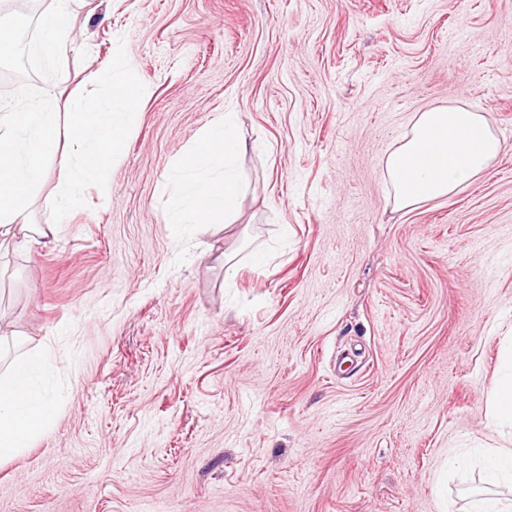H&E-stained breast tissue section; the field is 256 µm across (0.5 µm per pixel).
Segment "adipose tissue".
<instances>
[{"mask_svg": "<svg viewBox=\"0 0 512 512\" xmlns=\"http://www.w3.org/2000/svg\"><path fill=\"white\" fill-rule=\"evenodd\" d=\"M72 11L69 0L41 20V47L52 59L64 52ZM57 89L48 86L19 110L0 103V248L30 249L57 238V224H31L29 204L41 196L43 162L57 151V115L51 110ZM141 96L135 84L119 81L109 100L78 101L72 106L74 134L58 169L61 195L56 208L74 205L89 184L107 185L111 160L120 154L124 135ZM203 146L177 168L179 189L169 220L206 224L231 218L243 191L235 159L239 141L233 113L207 129ZM501 152V143L483 113L454 103L417 115L409 131L385 161L394 209H408L470 186ZM47 365L42 354L14 359L0 372V459L29 447L51 424L55 407L39 379Z\"/></svg>", "mask_w": 512, "mask_h": 512, "instance_id": "1", "label": "adipose tissue"}]
</instances>
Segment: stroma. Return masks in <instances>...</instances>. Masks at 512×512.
<instances>
[{
  "instance_id": "35a3bbf8",
  "label": "stroma",
  "mask_w": 512,
  "mask_h": 512,
  "mask_svg": "<svg viewBox=\"0 0 512 512\" xmlns=\"http://www.w3.org/2000/svg\"><path fill=\"white\" fill-rule=\"evenodd\" d=\"M0 5V101L142 89L109 187L0 250L6 357L50 349L52 425L0 461V512H468L512 448L489 392L512 348V0H53ZM461 102L503 151L459 193L393 210L383 158ZM245 145L232 223L172 224L176 167L212 122ZM238 271L228 277L224 261ZM70 0H55V7L41 20V47L53 61L64 52V40L70 33L69 25L72 11Z\"/></svg>"
}]
</instances>
